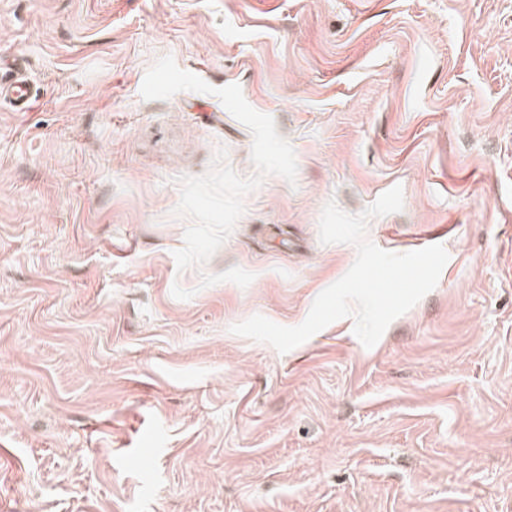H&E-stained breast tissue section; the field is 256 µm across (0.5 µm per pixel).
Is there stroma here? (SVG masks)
Listing matches in <instances>:
<instances>
[{"instance_id": "35a3bbf8", "label": "stroma", "mask_w": 512, "mask_h": 512, "mask_svg": "<svg viewBox=\"0 0 512 512\" xmlns=\"http://www.w3.org/2000/svg\"><path fill=\"white\" fill-rule=\"evenodd\" d=\"M240 85L294 148L178 271L182 176L252 134L208 94L140 95L162 56ZM0 512H512V0H0ZM424 239L436 287L365 348L283 326L356 259ZM31 98L28 76L11 71V79L8 81L0 77V102H7L19 110L27 111Z\"/></svg>"}]
</instances>
